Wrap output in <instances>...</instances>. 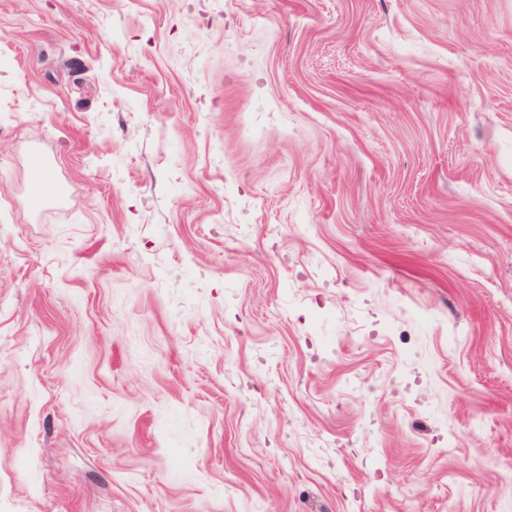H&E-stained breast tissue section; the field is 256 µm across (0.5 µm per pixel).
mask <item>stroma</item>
<instances>
[{
    "label": "stroma",
    "mask_w": 512,
    "mask_h": 512,
    "mask_svg": "<svg viewBox=\"0 0 512 512\" xmlns=\"http://www.w3.org/2000/svg\"><path fill=\"white\" fill-rule=\"evenodd\" d=\"M0 512H512V0H0Z\"/></svg>",
    "instance_id": "1"
}]
</instances>
